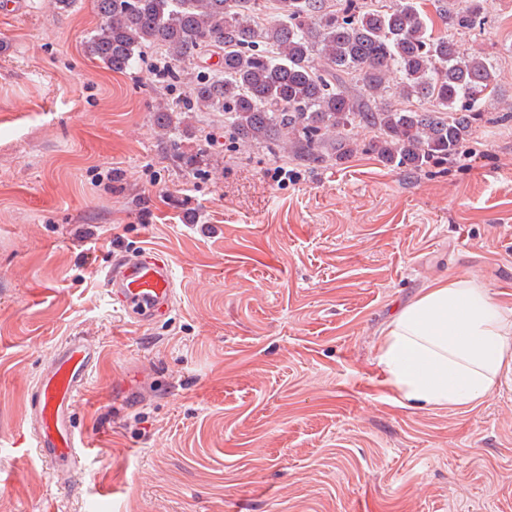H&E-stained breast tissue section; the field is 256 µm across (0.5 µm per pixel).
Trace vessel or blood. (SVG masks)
Returning <instances> with one entry per match:
<instances>
[{
    "label": "vessel or blood",
    "instance_id": "obj_1",
    "mask_svg": "<svg viewBox=\"0 0 512 512\" xmlns=\"http://www.w3.org/2000/svg\"><path fill=\"white\" fill-rule=\"evenodd\" d=\"M103 282L111 305L134 324L153 323L173 309L175 271L154 249L115 254ZM98 357L82 337H71L58 347L30 396L33 446L57 475L74 469L87 445L72 409L88 390Z\"/></svg>",
    "mask_w": 512,
    "mask_h": 512
}]
</instances>
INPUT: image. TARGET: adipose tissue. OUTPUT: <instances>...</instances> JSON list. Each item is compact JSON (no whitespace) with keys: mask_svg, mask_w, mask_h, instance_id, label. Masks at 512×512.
I'll use <instances>...</instances> for the list:
<instances>
[{"mask_svg":"<svg viewBox=\"0 0 512 512\" xmlns=\"http://www.w3.org/2000/svg\"><path fill=\"white\" fill-rule=\"evenodd\" d=\"M376 349L402 406L473 407L512 372V307L477 279H439L396 312Z\"/></svg>","mask_w":512,"mask_h":512,"instance_id":"ef3b65f1","label":"adipose tissue"}]
</instances>
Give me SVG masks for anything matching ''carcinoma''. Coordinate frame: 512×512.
<instances>
[{"instance_id": "1", "label": "carcinoma", "mask_w": 512, "mask_h": 512, "mask_svg": "<svg viewBox=\"0 0 512 512\" xmlns=\"http://www.w3.org/2000/svg\"><path fill=\"white\" fill-rule=\"evenodd\" d=\"M88 52L114 70L144 48L166 53L168 78L210 54L224 73L191 84L201 112H222L243 147L300 164L357 152L417 171L457 155L500 81L482 49L489 0H434L433 34L418 0H95ZM372 132L358 140L354 129Z\"/></svg>"}]
</instances>
